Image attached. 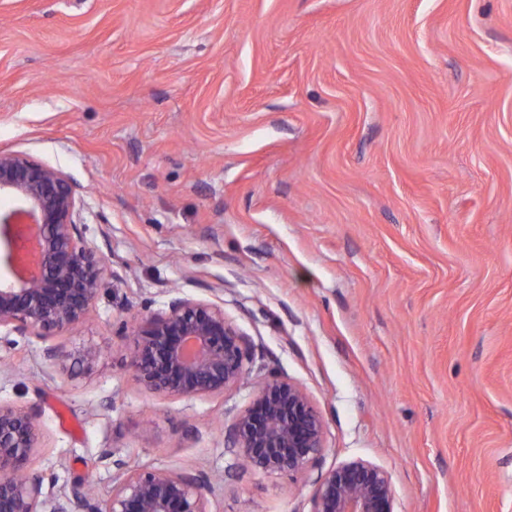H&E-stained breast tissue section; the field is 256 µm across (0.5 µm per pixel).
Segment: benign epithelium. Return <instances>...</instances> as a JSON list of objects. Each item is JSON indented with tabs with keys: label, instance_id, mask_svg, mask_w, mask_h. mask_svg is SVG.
I'll use <instances>...</instances> for the list:
<instances>
[{
	"label": "benign epithelium",
	"instance_id": "obj_1",
	"mask_svg": "<svg viewBox=\"0 0 512 512\" xmlns=\"http://www.w3.org/2000/svg\"><path fill=\"white\" fill-rule=\"evenodd\" d=\"M16 206L0 212V329L43 338L82 324L93 308L106 267L84 237L82 202L61 171L21 152L0 151V194ZM130 367L147 390L168 397H209L234 388L247 372L243 336L208 301L175 298L134 328ZM325 421L307 395L276 370L259 383L250 406L228 429L227 441L245 466L292 477L314 467L323 449ZM40 438L36 417L0 403V512H209V477L197 470L131 466L117 448L99 461L116 469L104 498L78 481L56 497L33 470ZM50 510H45L48 502ZM388 473L361 459L328 471L311 512H394Z\"/></svg>",
	"mask_w": 512,
	"mask_h": 512
}]
</instances>
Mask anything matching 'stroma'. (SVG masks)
<instances>
[{"mask_svg": "<svg viewBox=\"0 0 512 512\" xmlns=\"http://www.w3.org/2000/svg\"><path fill=\"white\" fill-rule=\"evenodd\" d=\"M0 150L69 178L107 268L83 324L0 333L47 487L107 493L117 448L310 512L361 459L394 512H512V0H0ZM175 297L223 303L237 388L141 386L116 329ZM271 369L326 424L295 479L224 446Z\"/></svg>", "mask_w": 512, "mask_h": 512, "instance_id": "stroma-1", "label": "stroma"}]
</instances>
